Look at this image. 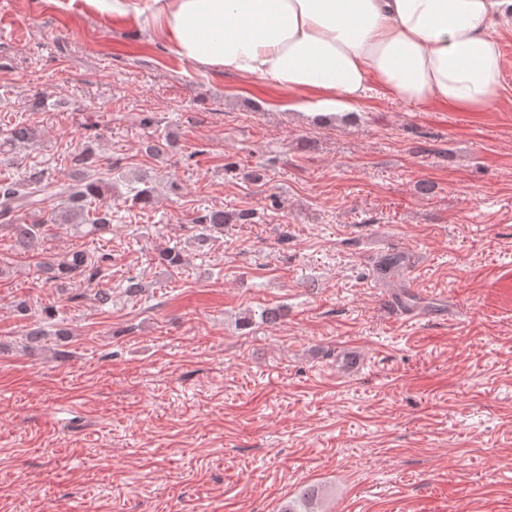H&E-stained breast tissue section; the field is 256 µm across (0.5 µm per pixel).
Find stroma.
<instances>
[{
	"mask_svg": "<svg viewBox=\"0 0 512 512\" xmlns=\"http://www.w3.org/2000/svg\"><path fill=\"white\" fill-rule=\"evenodd\" d=\"M0 15V134L40 132L0 182H73L87 145L126 176L100 236L52 224L19 254L0 228V512H279L310 485L320 512H512V33L483 111L377 86L309 114L86 0ZM215 209L253 218L199 246ZM77 249L108 269L46 282Z\"/></svg>",
	"mask_w": 512,
	"mask_h": 512,
	"instance_id": "obj_1",
	"label": "stroma"
}]
</instances>
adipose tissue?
I'll return each mask as SVG.
<instances>
[{"label":"adipose tissue","instance_id":"ef3b65f1","mask_svg":"<svg viewBox=\"0 0 512 512\" xmlns=\"http://www.w3.org/2000/svg\"><path fill=\"white\" fill-rule=\"evenodd\" d=\"M153 24L183 59L295 92L293 108L354 112L373 86L417 109L498 97L512 0H86Z\"/></svg>","mask_w":512,"mask_h":512}]
</instances>
